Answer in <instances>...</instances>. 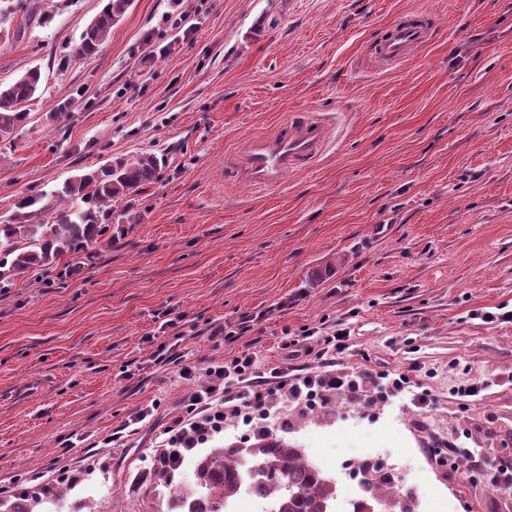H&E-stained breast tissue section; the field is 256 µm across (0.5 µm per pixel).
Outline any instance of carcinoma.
I'll return each mask as SVG.
<instances>
[{
	"label": "carcinoma",
	"instance_id": "cac0c4a2",
	"mask_svg": "<svg viewBox=\"0 0 512 512\" xmlns=\"http://www.w3.org/2000/svg\"><path fill=\"white\" fill-rule=\"evenodd\" d=\"M131 0H107L75 47L78 57L96 54L112 26L127 11ZM43 87L41 69L33 67L14 82L0 83V142H12L18 126L29 119L26 103L37 98ZM164 158L155 151L132 159L115 158L66 180L52 193L67 206L53 210L42 195L18 199L0 215V288L49 271L66 258L84 256L89 245L99 242L112 228L129 218L132 197L158 180ZM368 478L356 512L377 503L396 512H417V500L403 492L393 477L376 465L367 464ZM262 482L278 502V512H335L336 483L308 462L297 445L268 430H260L248 448L238 444L210 449L197 458L194 483L170 488L167 512H201L199 500L211 497L208 512H224V502L234 498L245 481ZM0 512H32L29 497L14 494L0 499Z\"/></svg>",
	"mask_w": 512,
	"mask_h": 512
}]
</instances>
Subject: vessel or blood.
<instances>
[{
  "label": "vessel or blood",
  "mask_w": 512,
  "mask_h": 512,
  "mask_svg": "<svg viewBox=\"0 0 512 512\" xmlns=\"http://www.w3.org/2000/svg\"><path fill=\"white\" fill-rule=\"evenodd\" d=\"M434 18L422 11H406L374 39L373 65L379 70L398 68L410 61L432 39ZM335 141L331 125L314 114L288 118L272 134L251 139L239 166L256 188L281 184L286 173L317 165Z\"/></svg>",
  "instance_id": "b4317fda"
}]
</instances>
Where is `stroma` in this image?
I'll list each match as a JSON object with an SVG mask.
<instances>
[{"mask_svg": "<svg viewBox=\"0 0 512 512\" xmlns=\"http://www.w3.org/2000/svg\"><path fill=\"white\" fill-rule=\"evenodd\" d=\"M103 5L9 0L0 27V83L46 77L0 143V213L111 159L167 154L123 228L0 292V498L57 457L81 472L63 512H165L151 453L200 382L150 363L147 336L181 335L202 369L246 350L272 362L303 330L340 327L343 365L369 362L380 388L408 374L433 404L340 396L289 413L285 439L343 498L358 458L391 468L418 512H512L481 475L428 456L451 442L512 459V0H132L76 57ZM410 10L434 15V38L372 68L369 42ZM305 112L339 119L321 163L274 191L235 177L251 137ZM471 378L488 388L451 395ZM155 399L124 447H103Z\"/></svg>", "mask_w": 512, "mask_h": 512, "instance_id": "stroma-1", "label": "stroma"}]
</instances>
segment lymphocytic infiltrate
Returning a JSON list of instances; mask_svg holds the SVG:
<instances>
[{
  "label": "lymphocytic infiltrate",
  "instance_id": "obj_1",
  "mask_svg": "<svg viewBox=\"0 0 512 512\" xmlns=\"http://www.w3.org/2000/svg\"><path fill=\"white\" fill-rule=\"evenodd\" d=\"M348 340L343 329L323 336V346L315 353L319 362L312 368L300 364L312 354L309 347L292 339L283 345L281 364L266 365L254 353L242 351L201 371L184 364L170 346L159 345L151 355L153 363L178 364L181 378L200 376L204 384L184 398V414L166 427L165 439L154 450L153 466H182L187 453L223 432L229 421L276 420L287 405L312 408L326 405L332 395L359 392L364 382L373 381V371L364 364L350 373L337 369L336 355L347 349Z\"/></svg>",
  "mask_w": 512,
  "mask_h": 512
}]
</instances>
